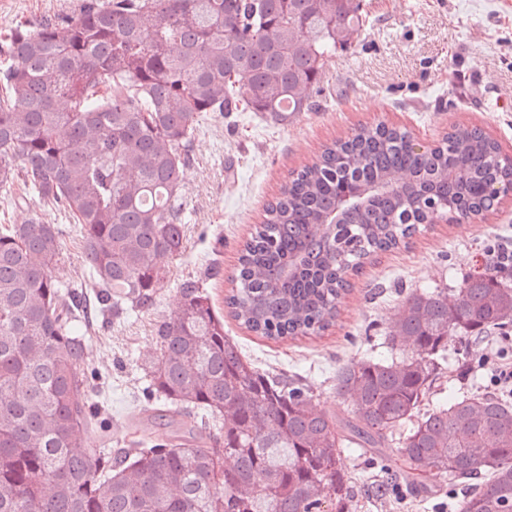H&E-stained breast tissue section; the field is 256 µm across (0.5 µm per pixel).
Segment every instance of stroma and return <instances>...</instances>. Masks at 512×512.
<instances>
[{"mask_svg": "<svg viewBox=\"0 0 512 512\" xmlns=\"http://www.w3.org/2000/svg\"><path fill=\"white\" fill-rule=\"evenodd\" d=\"M80 0H0V31L23 21L68 15ZM366 18L346 48L326 58L317 105L288 125L255 113H208L192 142L184 171L188 214L186 249L169 260L168 274L149 311L129 313L96 327L92 360L110 379L106 391L110 448L145 436L164 444L195 422L194 415L154 418L145 413L144 362L158 348L155 328L172 316L182 282H199L224 331L256 367L301 377L317 410L338 418L346 404L336 394L338 365L387 355L386 334L399 312L398 289L453 288L473 268L488 244L512 240V193L474 222L422 225L410 246L381 252L351 278L334 326L319 335L281 341L253 335L227 315L244 240L260 223L264 207L290 173L338 136L361 126H401L417 142L434 144L451 126L481 128L503 152L512 153V0H360ZM39 217L63 230L65 248L58 279L91 290L79 233L67 216L38 202L20 207L0 198V224ZM353 495L344 512H439L453 504L439 475L411 484L403 466L383 468L372 454H344Z\"/></svg>", "mask_w": 512, "mask_h": 512, "instance_id": "stroma-1", "label": "stroma"}]
</instances>
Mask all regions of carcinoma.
Returning <instances> with one entry per match:
<instances>
[{
  "mask_svg": "<svg viewBox=\"0 0 512 512\" xmlns=\"http://www.w3.org/2000/svg\"><path fill=\"white\" fill-rule=\"evenodd\" d=\"M364 26L353 0H81L78 12L0 33V192L77 225L98 315L148 311L185 250L183 170L204 112L285 125L313 110L323 59ZM512 168L477 127L424 146L363 127L326 146L266 207L226 304L270 340L336 323L347 277L436 213L490 210ZM355 204L332 223L337 198ZM54 224H0V512H343L346 448H395L420 484L460 491L456 512H512V404L478 390L421 412L448 337L512 328V276L484 257L454 288L399 292L390 357L336 370L337 420L298 377L259 371L195 281L156 329L145 409L202 413L166 445L110 441L87 295L58 281ZM220 431V439L213 430ZM234 460L224 466V457Z\"/></svg>",
  "mask_w": 512,
  "mask_h": 512,
  "instance_id": "1",
  "label": "carcinoma"
}]
</instances>
